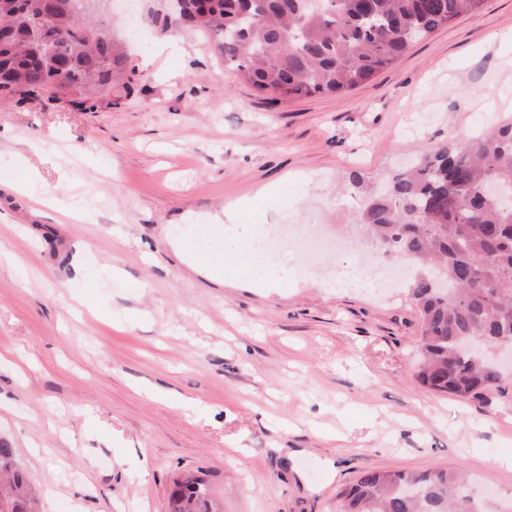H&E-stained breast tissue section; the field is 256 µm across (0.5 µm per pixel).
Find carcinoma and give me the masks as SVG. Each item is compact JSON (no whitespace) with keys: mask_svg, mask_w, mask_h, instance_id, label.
Segmentation results:
<instances>
[{"mask_svg":"<svg viewBox=\"0 0 512 512\" xmlns=\"http://www.w3.org/2000/svg\"><path fill=\"white\" fill-rule=\"evenodd\" d=\"M0 12V100L51 87L87 103L128 89L127 33L98 36L104 0H6ZM143 17L159 35L211 33L224 63L277 101L350 91L370 82L417 41L483 0H155ZM512 189V123L421 153L369 191L359 213L366 242L402 258L423 322L415 380L436 393L478 399L506 382L493 349L512 343V205L486 191ZM0 512H41L34 478L0 439ZM169 512H218L207 481L178 479ZM336 512H499L466 471L370 469L336 492Z\"/></svg>","mask_w":512,"mask_h":512,"instance_id":"carcinoma-1","label":"carcinoma"}]
</instances>
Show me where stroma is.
I'll return each mask as SVG.
<instances>
[{
  "label": "stroma",
  "instance_id": "35a3bbf8",
  "mask_svg": "<svg viewBox=\"0 0 512 512\" xmlns=\"http://www.w3.org/2000/svg\"><path fill=\"white\" fill-rule=\"evenodd\" d=\"M175 39L135 46L129 96L0 102V437L43 512H168L186 474L222 512H334L366 470L457 466L512 512V381L478 401L418 384L408 283L334 286L289 249L273 282L238 228L359 239L353 176L512 121V0L364 86L294 100L259 96L212 34ZM30 170L46 204L14 186Z\"/></svg>",
  "mask_w": 512,
  "mask_h": 512
}]
</instances>
